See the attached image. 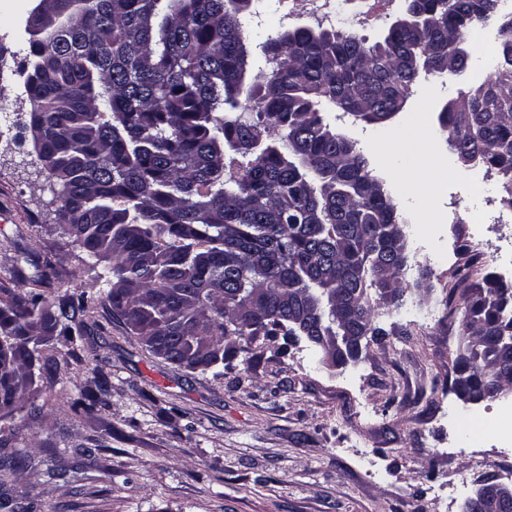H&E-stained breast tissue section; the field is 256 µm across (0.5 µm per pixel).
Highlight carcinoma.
<instances>
[{"label":"carcinoma","instance_id":"cac0c4a2","mask_svg":"<svg viewBox=\"0 0 512 512\" xmlns=\"http://www.w3.org/2000/svg\"><path fill=\"white\" fill-rule=\"evenodd\" d=\"M35 0L26 20L28 124L56 224L104 273L98 290L50 301L39 272L0 288V422L41 412L55 338L84 336L101 303L153 356L205 372L232 337L385 335L370 290L397 283L406 230L355 144L324 122L327 105L369 124L401 111L420 71L476 68L467 35L500 34L487 80L439 112L464 165L504 180L512 208V13L499 0H404L369 45L298 26L264 42L269 72H248L252 0ZM247 92L250 106L239 109ZM231 149L234 155L226 153ZM474 340L456 358L458 393L512 386V282L486 274L461 289ZM104 377L72 401L92 410ZM0 512L33 503L0 498Z\"/></svg>","mask_w":512,"mask_h":512}]
</instances>
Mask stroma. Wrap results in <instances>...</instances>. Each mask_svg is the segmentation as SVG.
Returning a JSON list of instances; mask_svg holds the SVG:
<instances>
[{
	"instance_id": "35a3bbf8",
	"label": "stroma",
	"mask_w": 512,
	"mask_h": 512,
	"mask_svg": "<svg viewBox=\"0 0 512 512\" xmlns=\"http://www.w3.org/2000/svg\"><path fill=\"white\" fill-rule=\"evenodd\" d=\"M32 0H0V286L24 255L59 272L43 293L56 298L89 290L87 256L62 235L58 202L26 126L20 71L28 52ZM403 0L368 8L337 0L336 30L380 39ZM249 20L253 69L265 67L262 44L275 35L288 0H253ZM462 80L420 74L402 110L386 126L326 112L353 141L386 187L407 230L411 265L406 303L383 309L380 342L358 362L327 368L306 341L264 337L236 343L222 374L185 371L148 353L104 305L89 336L56 342L57 362L43 372L44 410L24 416L9 451L27 468L0 471V493L35 492V512H463L484 483L512 486V441L496 423L512 422V392L469 404L453 388L464 346L465 309L449 299L475 272L512 281V207L502 177L458 162L440 129L436 150L418 137L385 143L420 108L436 119ZM504 214L474 231L469 217ZM429 268L419 287L420 268ZM106 375L105 403L77 415L69 399ZM485 427L468 435L464 420ZM111 429L103 448L69 482L49 480L67 468L87 438Z\"/></svg>"
}]
</instances>
